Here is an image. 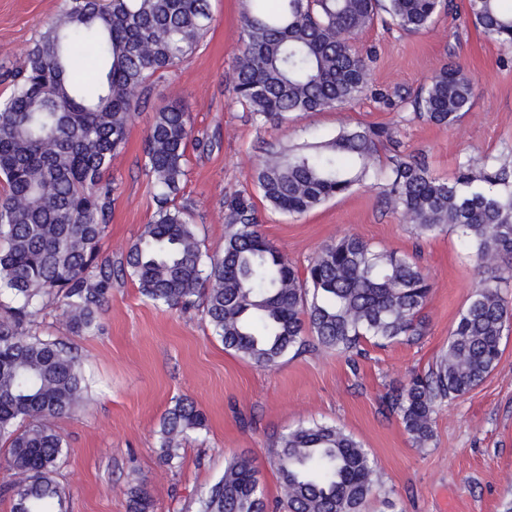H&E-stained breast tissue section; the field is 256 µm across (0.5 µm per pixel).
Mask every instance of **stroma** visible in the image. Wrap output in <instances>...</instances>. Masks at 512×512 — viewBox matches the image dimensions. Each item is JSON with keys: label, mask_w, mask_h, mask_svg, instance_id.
<instances>
[{"label": "stroma", "mask_w": 512, "mask_h": 512, "mask_svg": "<svg viewBox=\"0 0 512 512\" xmlns=\"http://www.w3.org/2000/svg\"><path fill=\"white\" fill-rule=\"evenodd\" d=\"M62 5L0 0V100L10 96L12 74ZM243 8V0H210L211 21L200 46L185 62L151 78L148 101L106 175L113 192L104 255L121 261L154 218L143 143L156 110L177 96L194 136L177 202L188 207L204 254L222 250L232 231L229 205L238 195L297 269H305L323 245L347 235L377 250H397L433 284L423 310L425 334L385 347L366 344V356L353 364L313 342L263 368L225 350L201 308L155 307L133 278L115 277L99 331L75 338L89 378L87 401L55 422L69 448L56 474L67 512H128L127 493L134 486L147 491L154 512H194L226 461L240 453L252 457L269 499H277L276 440L313 422L342 427L373 456L378 490L367 512H502L512 499V327L490 375L437 407L425 447L414 445L385 406L392 389L435 368L472 289L489 278V270L478 266L457 233L418 237L413 225L386 206L384 186L375 179L288 216L264 200L250 174L268 147L320 142L357 126L391 129L402 153L422 155L442 179L453 178L466 155L492 154L512 164V63L502 64L497 46L460 14L441 15L423 33L378 21L357 43L376 50L371 83L382 99L367 95L341 109L261 124L233 91ZM449 63L476 78L472 109L451 128L415 119L410 97ZM181 397L192 400L207 422L189 434L178 466L171 468L160 458L159 429Z\"/></svg>", "instance_id": "obj_1"}]
</instances>
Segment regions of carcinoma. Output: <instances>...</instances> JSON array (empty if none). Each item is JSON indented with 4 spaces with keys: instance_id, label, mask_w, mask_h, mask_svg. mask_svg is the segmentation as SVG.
<instances>
[{
    "instance_id": "obj_1",
    "label": "carcinoma",
    "mask_w": 512,
    "mask_h": 512,
    "mask_svg": "<svg viewBox=\"0 0 512 512\" xmlns=\"http://www.w3.org/2000/svg\"><path fill=\"white\" fill-rule=\"evenodd\" d=\"M246 0L234 92L259 122L338 109L369 90L367 58L355 45L379 11L411 33L428 30L452 0ZM473 26L512 62V8L467 0ZM209 0H66L40 34L0 100V291L15 305L0 316V440L13 473L12 512H63L56 481L68 452L54 420L86 400L88 379L72 348L38 330L54 306L74 336L92 333L112 289V261L100 243L112 210L105 175L125 145L150 78L188 59L207 33ZM477 81L443 67L412 101L415 116L452 127L471 110ZM189 116L175 102L157 109L144 147L156 212L120 262L154 305L191 307L224 348L261 367L279 363L306 338L338 353L369 339L423 335L432 284L417 262L375 251L349 235L322 246L303 274L258 230L241 199L224 250L203 257L185 208L175 204L187 176ZM389 130L358 127L315 144L270 151L251 179L275 209L304 214L373 175L385 203L422 236L455 230L494 272L477 286L436 368L387 396L413 443L433 434L436 405L480 385L496 367L512 308L500 285L512 281V165L485 155L458 161L441 180L418 156L380 163ZM205 428L193 402L176 401L160 428L172 466L188 434ZM273 463L288 512H364L377 489L375 461L339 426L311 423L278 437ZM129 512H153L144 489L128 492ZM252 460L233 456L199 500L198 512H268Z\"/></svg>"
}]
</instances>
